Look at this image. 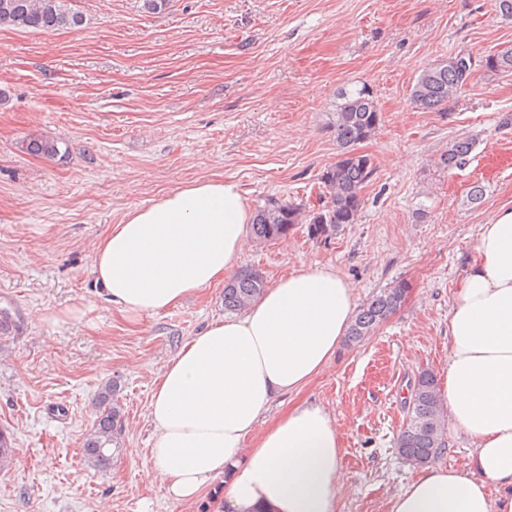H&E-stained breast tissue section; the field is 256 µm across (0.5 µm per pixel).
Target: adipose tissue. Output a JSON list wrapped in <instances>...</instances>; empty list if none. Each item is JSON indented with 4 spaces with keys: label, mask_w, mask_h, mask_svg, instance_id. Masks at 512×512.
<instances>
[{
    "label": "adipose tissue",
    "mask_w": 512,
    "mask_h": 512,
    "mask_svg": "<svg viewBox=\"0 0 512 512\" xmlns=\"http://www.w3.org/2000/svg\"><path fill=\"white\" fill-rule=\"evenodd\" d=\"M251 217L231 179L132 208L90 256L100 297L133 322L170 310L238 266ZM355 310L339 272L301 269L188 339L148 407L150 458L168 497L196 502L220 479L225 512H340L343 448L330 413L300 403L272 423L263 417L336 354ZM440 393L470 449L454 465L423 467L389 512H512V209L479 227L448 312Z\"/></svg>",
    "instance_id": "obj_1"
}]
</instances>
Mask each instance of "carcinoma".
I'll use <instances>...</instances> for the list:
<instances>
[{"label":"carcinoma","instance_id":"obj_1","mask_svg":"<svg viewBox=\"0 0 512 512\" xmlns=\"http://www.w3.org/2000/svg\"><path fill=\"white\" fill-rule=\"evenodd\" d=\"M83 24L82 15L72 9L68 0H0V26L34 31L76 30ZM512 73V48L507 47L481 60L468 54L459 60L453 56L423 69L411 89L415 108L444 112L478 71ZM382 122L376 99L366 87L342 94V103L334 112L330 129L340 148V158L320 175L322 204L309 209L301 202L269 198L255 210L251 232L260 243L285 239L297 225L306 227L310 239L326 242L336 237L346 225L356 223L362 208L363 188L372 180L376 167L372 158L357 151V146L370 139ZM475 142L460 138L441 155L440 164L448 169L466 166ZM26 151L36 156L55 158L60 150L57 142L34 138ZM266 288L263 273L256 268L240 270L224 286V310L240 311L255 301ZM408 285L398 281L364 304L355 315L347 339L359 343L405 302ZM117 382L102 385L97 395V416L85 438L83 453L92 466L105 469L112 463V449L118 447V424L122 419ZM406 418L395 439L398 454L414 466L432 463L445 447V425L441 415V399L437 379L428 370L419 372L405 405ZM16 454L9 432L0 430V469L8 467Z\"/></svg>","mask_w":512,"mask_h":512}]
</instances>
